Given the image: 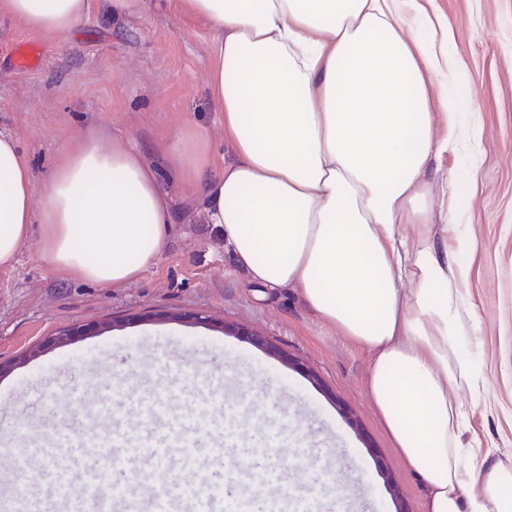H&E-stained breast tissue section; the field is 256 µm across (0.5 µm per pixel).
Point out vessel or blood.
<instances>
[{"label":"vessel or blood","mask_w":512,"mask_h":512,"mask_svg":"<svg viewBox=\"0 0 512 512\" xmlns=\"http://www.w3.org/2000/svg\"><path fill=\"white\" fill-rule=\"evenodd\" d=\"M116 412L100 405L93 425L83 434L58 433L51 446L70 449L68 457L55 460L44 484L4 504L6 512H250L253 492L269 500V512H351L349 497L336 495V476H329L320 493L306 494L282 481L276 472L250 477L235 498L207 478L211 460L195 447L200 435H212L215 446L239 438L236 424H229L223 438H216L209 405L197 403L174 410L164 392H156L126 417L118 432L111 422ZM177 449V463L184 478L170 481L168 449ZM153 462L146 479L138 473L144 462ZM129 471L130 483L116 485L110 496L98 495L105 472L113 467Z\"/></svg>","instance_id":"b4317fda"}]
</instances>
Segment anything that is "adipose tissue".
<instances>
[{"label": "adipose tissue", "instance_id": "ef3b65f1", "mask_svg": "<svg viewBox=\"0 0 512 512\" xmlns=\"http://www.w3.org/2000/svg\"><path fill=\"white\" fill-rule=\"evenodd\" d=\"M403 0H180L214 33L210 83L235 158L206 174L207 136L188 124L165 144L169 169L198 183L206 223L250 279L292 287L369 355L367 391L424 512H512V471L464 445L455 389L480 386L478 314L460 285L472 239L448 215L469 201L432 173L456 149L433 84L448 70L404 31ZM145 0H0V21L70 35ZM169 202L139 152L104 130L63 150L35 187L16 139L0 133V266L32 229L56 270L121 288L155 266Z\"/></svg>", "mask_w": 512, "mask_h": 512}]
</instances>
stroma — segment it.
<instances>
[{
	"instance_id": "stroma-1",
	"label": "stroma",
	"mask_w": 512,
	"mask_h": 512,
	"mask_svg": "<svg viewBox=\"0 0 512 512\" xmlns=\"http://www.w3.org/2000/svg\"><path fill=\"white\" fill-rule=\"evenodd\" d=\"M409 33L440 38L424 18L446 17L448 102L474 131L456 155L434 159L463 181L469 204L452 222L475 241L464 285L477 308L485 390L460 387L468 418L463 439L512 471V0H408ZM211 30L179 0L116 21L91 12L66 39L18 23L0 25V132L18 141L36 185L51 176L62 148L105 127L156 169L171 225L159 262L123 288H103L54 270L39 233L16 262L0 267V442L33 455L23 470H0V495L27 490L66 456L47 447L54 432L89 426L85 410L107 400L136 406L151 389L174 402L207 399L216 415L243 407L246 445L282 447L276 465L302 484L303 449L332 459L362 492L358 512H392L378 464H385L408 512H423L418 480L403 466L366 390L368 356L320 320L296 289L263 288L240 269L215 225L204 220L199 185L177 180L161 155L178 126L206 129L210 169L234 155L209 87ZM33 58L17 64L19 52ZM120 327L101 332L107 318ZM265 335L279 353L257 349L220 323ZM79 327L65 345L44 346ZM25 363L17 358L36 345ZM103 357L109 377L90 370Z\"/></svg>"
}]
</instances>
